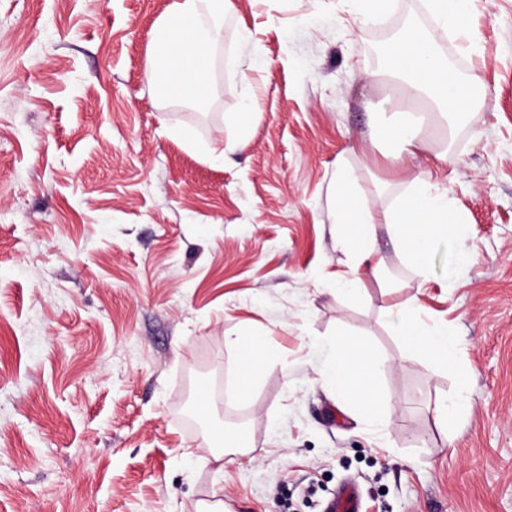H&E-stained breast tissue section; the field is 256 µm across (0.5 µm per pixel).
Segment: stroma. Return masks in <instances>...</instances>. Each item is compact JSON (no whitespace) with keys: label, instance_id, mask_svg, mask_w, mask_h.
Here are the masks:
<instances>
[{"label":"stroma","instance_id":"1","mask_svg":"<svg viewBox=\"0 0 512 512\" xmlns=\"http://www.w3.org/2000/svg\"><path fill=\"white\" fill-rule=\"evenodd\" d=\"M174 2L0 0V512H324L345 485L362 512H512V0H475L470 42L437 35L481 102L447 167L432 144L407 175L368 136L387 93L371 51L432 29L423 0L368 23L353 0H233L201 106L148 82ZM245 26L261 63L243 77ZM340 167L377 205L442 172L465 237L438 240L422 278L377 225L378 275L335 293L354 267L328 196ZM411 298L455 328L466 384L397 336ZM341 333L385 364L380 424L318 380ZM252 336L268 360L242 397L225 340ZM200 380L210 421L247 444L220 469L185 418ZM462 386L470 411L443 426Z\"/></svg>","mask_w":512,"mask_h":512}]
</instances>
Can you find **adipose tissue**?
Wrapping results in <instances>:
<instances>
[{
    "mask_svg": "<svg viewBox=\"0 0 512 512\" xmlns=\"http://www.w3.org/2000/svg\"><path fill=\"white\" fill-rule=\"evenodd\" d=\"M427 5L438 28L460 38L468 34L474 0H427ZM232 6V0H175L156 33L155 57L148 72L152 85L164 87L166 100L187 104L208 100L213 47L220 37L214 21ZM384 75L398 81L406 100L425 104L435 121L448 130L478 106L474 82L450 68L436 48L433 33L416 25L402 30L390 45ZM389 106L386 99L377 103L382 117L372 126L371 136L394 143L387 160L407 171L426 148L422 126L415 113L393 112ZM330 198L336 221L344 227L342 246L361 263L372 260L374 227L384 224L394 247L423 276L435 241L449 229L461 233L466 228L447 187L436 181L412 180L410 192L398 203L378 207L368 203L354 177L340 170ZM396 333L430 363L462 377L460 344L453 330L423 316L419 306L411 303L402 308ZM380 367L367 343L341 338L335 356L322 366L319 375L344 404L378 422L382 411L375 403V393Z\"/></svg>",
    "mask_w": 512,
    "mask_h": 512,
    "instance_id": "ef3b65f1",
    "label": "adipose tissue"
}]
</instances>
